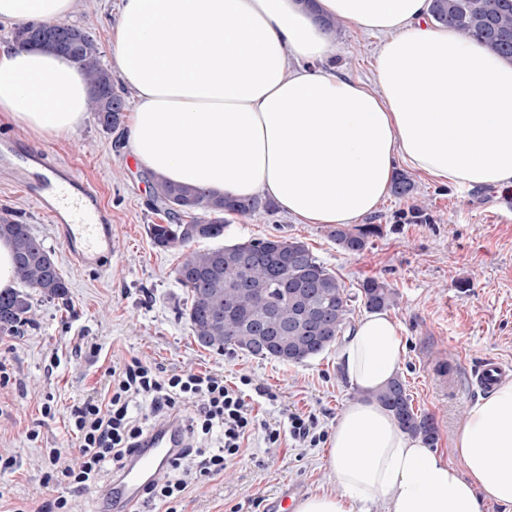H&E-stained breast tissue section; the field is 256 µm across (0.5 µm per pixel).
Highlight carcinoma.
<instances>
[{"label":"carcinoma","mask_w":512,"mask_h":512,"mask_svg":"<svg viewBox=\"0 0 512 512\" xmlns=\"http://www.w3.org/2000/svg\"><path fill=\"white\" fill-rule=\"evenodd\" d=\"M428 15L436 24L512 59V0H428ZM77 41L68 48L52 38L42 47L73 56L90 86V111L105 129L123 122L126 100L114 88L112 73L102 61L93 36L71 24ZM47 26L30 22L11 32L19 45L46 33ZM155 203L169 218L148 225L152 245L160 250L185 249L202 240L224 238V215L248 217L275 210L259 197L234 199L201 188L172 183L150 174ZM375 225L355 231L333 227L329 237L351 254L363 252ZM14 250V275L25 290L0 293V333L16 334L31 322V288L47 299L67 300L68 284L54 256L28 224L3 218L0 239ZM177 283L188 298L180 312L194 341L208 350H240L262 359L302 364L332 346L350 324L351 296L342 282L297 239H250L211 249L189 251L176 271ZM357 298L369 311L394 305L396 294L384 282L368 278ZM391 411L401 428L433 444L438 440L434 418L415 412L410 395L398 377L373 394Z\"/></svg>","instance_id":"obj_1"}]
</instances>
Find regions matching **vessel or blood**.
<instances>
[{"instance_id": "obj_1", "label": "vessel or blood", "mask_w": 512, "mask_h": 512, "mask_svg": "<svg viewBox=\"0 0 512 512\" xmlns=\"http://www.w3.org/2000/svg\"><path fill=\"white\" fill-rule=\"evenodd\" d=\"M0 168L11 171L57 222L81 265L92 266L109 257L112 214L102 205L95 182L51 164L47 152L22 150L4 138L0 139ZM178 442L175 426L165 424L158 428L149 448L125 469L110 493L117 512H128L136 503L143 480L163 474L169 454Z\"/></svg>"}]
</instances>
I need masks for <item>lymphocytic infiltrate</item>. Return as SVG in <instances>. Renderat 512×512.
<instances>
[{"instance_id": "obj_1", "label": "lymphocytic infiltrate", "mask_w": 512, "mask_h": 512, "mask_svg": "<svg viewBox=\"0 0 512 512\" xmlns=\"http://www.w3.org/2000/svg\"><path fill=\"white\" fill-rule=\"evenodd\" d=\"M109 375L107 393L71 409L69 426L79 443V463L59 467L60 450L49 449L44 483L84 490L102 474L120 478L148 438L168 423L180 429L181 446L170 457L164 474L143 486L140 498L147 504L162 503L166 512H178L187 488L186 465L195 464L199 475L207 478L222 474L246 452L256 429H264L267 442L273 445L285 432L312 448L324 440L310 415L289 414L283 430L261 426L245 392L249 384L245 377L233 385L222 376L192 370L162 377L137 359L112 368ZM216 432L222 435V445L201 447V440Z\"/></svg>"}]
</instances>
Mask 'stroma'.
Instances as JSON below:
<instances>
[{"label":"stroma","instance_id":"35a3bbf8","mask_svg":"<svg viewBox=\"0 0 512 512\" xmlns=\"http://www.w3.org/2000/svg\"><path fill=\"white\" fill-rule=\"evenodd\" d=\"M118 0H80L71 21L85 27L103 53L111 51L109 19ZM335 54L327 65L337 75L371 81L384 38L341 23L331 33ZM46 148L53 161L95 180L112 213V255L105 267L74 262L57 224L19 186L0 175V218L31 225L52 251L69 286V301L34 296L33 324L20 335L0 334V456L14 460L0 470V512H39L63 496L73 512H107L111 477L75 491L44 486L43 456L61 449L75 463L79 449L68 431L71 407L105 393L112 366L131 359L161 374L191 369L235 382L252 380L261 417L283 421L290 412L311 414L317 429L331 433L344 408L360 398L345 377L341 347L298 365H285L240 351L199 347L179 312L187 294L176 281L180 250L161 251L148 227L165 223L152 204L149 172L130 154L122 129L103 130L86 116L72 135L26 136L0 120V136ZM411 195H387L364 221L376 225L367 248L353 255L328 235L324 224H302L284 210L227 217L225 244L279 236L305 242L349 291L376 278L396 293L388 310L400 327L406 353L398 375L416 410L434 417L436 450L449 453L450 438L466 406L482 396L477 372L485 360L512 367V189L451 186L410 172ZM55 411L44 415L45 408ZM37 431L36 440L28 432ZM329 445L309 448L283 437L279 446L255 434L243 457L224 474L190 481L182 512H272L281 490L297 496L331 489Z\"/></svg>","mask_w":512,"mask_h":512}]
</instances>
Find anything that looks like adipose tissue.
Here are the masks:
<instances>
[{"label": "adipose tissue", "instance_id": "1", "mask_svg": "<svg viewBox=\"0 0 512 512\" xmlns=\"http://www.w3.org/2000/svg\"><path fill=\"white\" fill-rule=\"evenodd\" d=\"M76 0H0V23L67 19ZM120 0L111 58L132 95L126 141L171 182L267 197L305 224H347L390 190L396 161L442 184L512 187V62L427 18V0ZM384 35L365 83L312 69L335 50L316 21ZM89 86L65 54L0 43V118L73 134ZM406 345L386 313L349 332L341 365L363 394L332 430L331 490L294 512H512V380L465 410L456 463L374 400Z\"/></svg>", "mask_w": 512, "mask_h": 512}]
</instances>
